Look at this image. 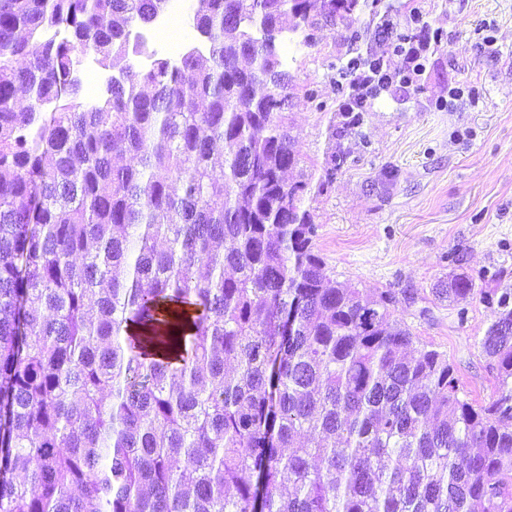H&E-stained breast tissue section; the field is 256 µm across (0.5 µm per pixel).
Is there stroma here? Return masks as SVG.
I'll return each instance as SVG.
<instances>
[{
  "instance_id": "stroma-1",
  "label": "stroma",
  "mask_w": 512,
  "mask_h": 512,
  "mask_svg": "<svg viewBox=\"0 0 512 512\" xmlns=\"http://www.w3.org/2000/svg\"><path fill=\"white\" fill-rule=\"evenodd\" d=\"M394 31L420 9L442 43L413 87L393 85L360 134L341 140L347 161L332 184L304 202L317 226L315 246L333 278L401 296L395 312L420 343L447 354L469 399L488 400L496 372L478 348L493 319L480 299L466 320L438 302L433 285L459 255L490 288L512 289V0H392ZM351 53L344 38L283 57L293 77L292 134L305 162L323 165L336 76ZM477 83L480 100L437 109L451 87ZM315 89L309 100L306 89Z\"/></svg>"
}]
</instances>
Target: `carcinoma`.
Instances as JSON below:
<instances>
[{"mask_svg": "<svg viewBox=\"0 0 512 512\" xmlns=\"http://www.w3.org/2000/svg\"><path fill=\"white\" fill-rule=\"evenodd\" d=\"M167 0H0V512H512V292L495 395L331 279L303 209L280 46L349 40L384 0H195L204 48L131 39ZM62 26L67 35H46ZM123 60L81 99L82 57ZM334 142L363 124L336 84Z\"/></svg>", "mask_w": 512, "mask_h": 512, "instance_id": "cac0c4a2", "label": "carcinoma"}]
</instances>
